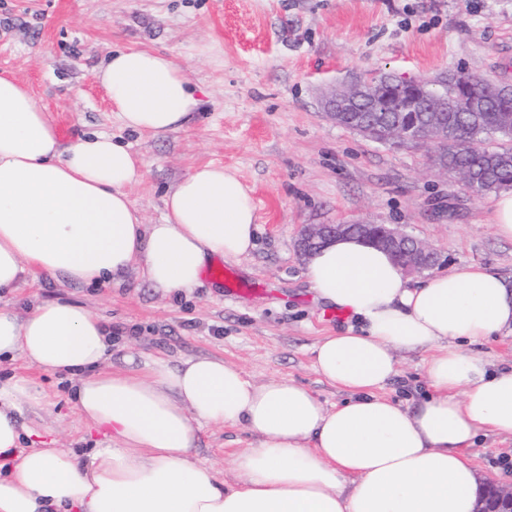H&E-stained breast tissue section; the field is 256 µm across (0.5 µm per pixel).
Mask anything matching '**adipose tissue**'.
<instances>
[{
  "instance_id": "obj_1",
  "label": "adipose tissue",
  "mask_w": 512,
  "mask_h": 512,
  "mask_svg": "<svg viewBox=\"0 0 512 512\" xmlns=\"http://www.w3.org/2000/svg\"><path fill=\"white\" fill-rule=\"evenodd\" d=\"M124 128L184 129L203 104L169 55L112 52L97 72ZM144 163L112 135L61 142L45 107L0 76V292L33 272L80 284L120 285L139 270L161 292L191 293L214 259L255 246L256 204L223 166L196 167L172 186L167 221L146 223L130 191ZM316 298L362 323L322 337L312 367L345 392L328 408L285 378L249 380L234 363L158 358L110 371L111 332L87 308L56 300L26 317L0 309V357L72 379L86 420L107 429L89 462L62 448L21 445V401L34 382H0V512H475L484 479L466 450L479 435H512V368L463 351L512 331V284L469 264L410 283L392 256L355 236L307 257ZM432 348L430 389L405 407L383 394L397 354ZM205 425L245 426L257 443L218 481L195 456Z\"/></svg>"
}]
</instances>
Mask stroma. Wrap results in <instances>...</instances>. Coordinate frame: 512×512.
<instances>
[{
    "mask_svg": "<svg viewBox=\"0 0 512 512\" xmlns=\"http://www.w3.org/2000/svg\"><path fill=\"white\" fill-rule=\"evenodd\" d=\"M150 48L174 56L204 102L187 130L142 135L113 115L95 73L112 51ZM478 68L512 85V0H0V72L25 84L57 126L74 136L111 133L145 164L131 191L146 223L166 220L167 190L194 167L217 163L251 190L256 246L225 262L236 293L202 274L191 294L151 288L141 272L120 286L28 280L0 297L25 316L33 302L66 299L111 323L110 369L149 357L170 364L215 356L248 379L284 377L325 406L345 395L312 368L323 337L354 326L316 301L296 242L307 224H396L430 244L438 270L477 263L512 283V240L498 237L491 197L471 195L435 170L425 149L395 148L337 125L323 109L336 85L389 72L432 80ZM430 350L398 353L386 397L414 405L427 390ZM41 383V404H23V445L52 444L86 458L102 436L70 400V382L23 360H1L0 379ZM242 427L198 433L197 456L218 479L234 477L236 453L255 444ZM468 455L494 482L512 484V436L479 438Z\"/></svg>",
    "mask_w": 512,
    "mask_h": 512,
    "instance_id": "obj_1",
    "label": "stroma"
}]
</instances>
